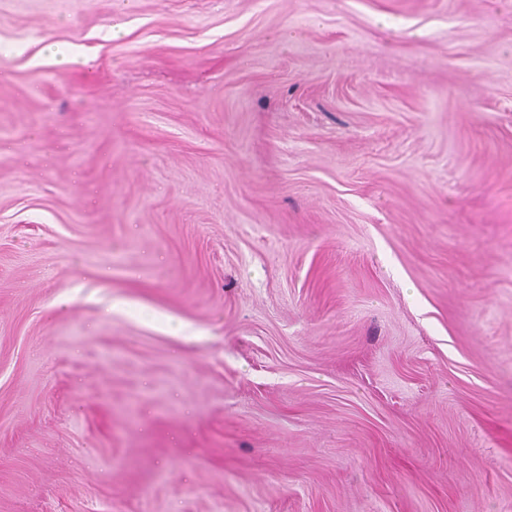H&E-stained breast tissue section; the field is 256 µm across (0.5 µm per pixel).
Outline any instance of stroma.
<instances>
[{
	"mask_svg": "<svg viewBox=\"0 0 512 512\" xmlns=\"http://www.w3.org/2000/svg\"><path fill=\"white\" fill-rule=\"evenodd\" d=\"M0 512H512V0H0Z\"/></svg>",
	"mask_w": 512,
	"mask_h": 512,
	"instance_id": "obj_1",
	"label": "stroma"
}]
</instances>
